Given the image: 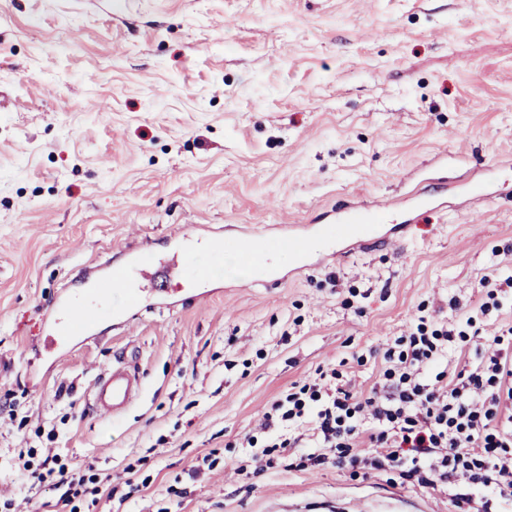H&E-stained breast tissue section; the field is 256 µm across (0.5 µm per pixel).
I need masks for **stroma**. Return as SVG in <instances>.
<instances>
[{"instance_id": "35a3bbf8", "label": "stroma", "mask_w": 512, "mask_h": 512, "mask_svg": "<svg viewBox=\"0 0 512 512\" xmlns=\"http://www.w3.org/2000/svg\"><path fill=\"white\" fill-rule=\"evenodd\" d=\"M438 160L452 178L496 168L492 200L449 196L401 243L275 288L104 321L30 384L45 309L80 267L198 225L328 224ZM495 272L512 275V0H0V395L113 480L146 458L147 489L89 512H456L377 475L275 468L249 486L236 467L292 383L341 363L370 389L372 350L419 305L461 316ZM119 357L143 390L111 422L87 397ZM25 445L0 422V496L38 512L53 492L19 475Z\"/></svg>"}]
</instances>
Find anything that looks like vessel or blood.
Here are the masks:
<instances>
[{"mask_svg":"<svg viewBox=\"0 0 512 512\" xmlns=\"http://www.w3.org/2000/svg\"><path fill=\"white\" fill-rule=\"evenodd\" d=\"M421 187L404 201L381 205L359 200L339 208L332 224H291L277 232L247 231L216 235L211 232L177 235L168 253L148 247L131 248L126 261L117 267L85 266L80 278L94 294L85 299L62 292L45 314L46 331L41 338L46 357L57 361L69 351L72 340L85 336L102 321L115 320L124 327L142 318L144 308L138 295L148 301L174 307L171 285L176 281L195 283L213 280L225 250L246 251L251 258L249 286L271 288L320 263H333L354 253L388 247L406 238L425 207L444 208L448 179L437 171H425ZM467 206L488 202V182L461 184ZM142 378L129 364L118 361L106 367L91 388L90 408L110 418L124 415L138 400Z\"/></svg>","mask_w":512,"mask_h":512,"instance_id":"1","label":"vessel or blood"}]
</instances>
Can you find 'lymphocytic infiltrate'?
<instances>
[{
    "mask_svg": "<svg viewBox=\"0 0 512 512\" xmlns=\"http://www.w3.org/2000/svg\"><path fill=\"white\" fill-rule=\"evenodd\" d=\"M510 289L512 275L497 276L483 281L477 315L416 316L385 348L369 391L353 390L335 367L293 383L265 413L262 437H248L256 453L239 464L240 474L331 465L447 492L460 512L512 502V326L484 344L478 321L500 310ZM453 354L467 361L450 372L442 363ZM18 460L32 485L55 491L52 512H81L104 492L125 500L141 487L132 465L118 488L93 465L57 453L32 447Z\"/></svg>",
    "mask_w": 512,
    "mask_h": 512,
    "instance_id": "lymphocytic-infiltrate-1",
    "label": "lymphocytic infiltrate"
}]
</instances>
